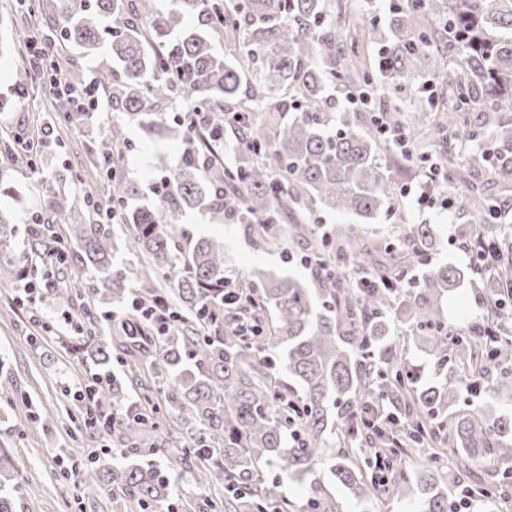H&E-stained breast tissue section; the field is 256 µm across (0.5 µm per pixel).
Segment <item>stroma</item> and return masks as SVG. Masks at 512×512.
Segmentation results:
<instances>
[{
  "instance_id": "1",
  "label": "stroma",
  "mask_w": 512,
  "mask_h": 512,
  "mask_svg": "<svg viewBox=\"0 0 512 512\" xmlns=\"http://www.w3.org/2000/svg\"><path fill=\"white\" fill-rule=\"evenodd\" d=\"M14 0H0V128L30 133L45 119L37 107L47 100L45 85L29 86L18 94L15 74L24 64L19 45L29 34L33 19L16 14ZM176 113H168V131L164 136H147L136 125L128 126L130 142L120 158V172L135 183L143 203L154 202L150 187L180 162L183 153L182 128ZM104 132L99 122L63 130L45 147H33L30 157L38 169L52 175L82 172L89 160L88 152L99 149ZM384 175L396 187L390 204L397 208L406 224H429L438 240L425 263L405 267L404 277L415 280L428 269L452 265L461 272L453 297V305L466 309L472 320L482 321L489 315L490 305L483 288L468 273L471 254L472 226L461 203L465 187L451 182L448 195L452 208L441 205H417L413 196L402 195L404 186L426 183V173L408 178L389 160H381ZM183 228L196 237L223 239L226 253V276L237 281L243 272L263 268L277 274H289L310 283L316 277L314 267L299 263L306 254L304 244L287 241L285 249L265 250L257 247L252 235L241 224L213 223L205 211L187 210L181 217ZM325 224L351 225L355 235L378 247L387 256L394 241V229L388 220L375 224L361 223L348 213L328 214ZM296 253L295 261H286V252ZM9 264L0 265V446L7 448L19 470L20 484H32L36 494L19 493L17 512H125L123 495L117 488L92 494L83 490L82 469L96 443L84 432L83 404L77 396L80 384L90 366L83 359L70 334L55 326V314L42 302L21 301L15 289L3 287L9 275ZM428 459L426 455L409 454L398 468L404 474V492L399 498L368 496L355 499L343 485L326 472L318 474V493L336 499L341 512H413L417 495L412 480ZM160 469L170 473L176 483L170 508L158 512H209L206 494L193 479L192 459L157 458Z\"/></svg>"
}]
</instances>
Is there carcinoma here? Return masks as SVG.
<instances>
[{"label": "carcinoma", "instance_id": "obj_1", "mask_svg": "<svg viewBox=\"0 0 512 512\" xmlns=\"http://www.w3.org/2000/svg\"><path fill=\"white\" fill-rule=\"evenodd\" d=\"M30 7L54 18L58 37L50 52L16 73V85L25 90L60 79L68 98L51 105L60 126L87 117L71 111L87 83L84 70L58 63L73 51L88 58L99 99L112 108L103 122L109 144L123 145L131 124L162 133L165 109L175 103L207 118L205 130L185 133L169 191L154 204L136 203L138 190L113 174L107 149L92 170L76 176L86 187L82 199L61 190V175L41 182L42 205L53 218L63 222L79 205L85 216L64 236L50 221L30 228L37 258L70 260L94 282L82 291L64 285L40 294L50 304L78 300L82 312L95 313V329L84 330L79 320L71 327L93 364L84 380L85 430L112 434V447L86 467L85 491L117 485L143 509L169 502L174 486L152 461L168 452L160 429L165 413L191 418L202 430L196 446L181 452L197 459L198 483L226 480L213 512L286 505L281 481L263 475L270 466L312 489L323 468L355 498L365 497L374 491L364 475L370 453L349 451L365 436L374 448L395 444L397 434L415 448H448L457 470L468 474L487 461L494 465L487 485L509 492L512 412L496 413L492 393L478 407L466 403L448 375L477 378L485 364L512 360V305L500 303L489 329L471 334L466 317L448 318L457 269L434 268L413 287L395 288L383 279L398 274L394 263L373 255L347 224L317 236L315 220L321 210L365 221L395 218L386 206L392 188L378 165L387 139L376 121L361 128L336 108L337 87L383 103H412L405 113L384 109L389 125L404 129L420 150L408 166L429 162L430 139H451L467 145V156L448 150L435 168H485L494 184L512 187V133L500 134L505 114H512V0H394L369 60L355 39L357 13L332 0H171L163 12L156 0H30ZM188 16L198 25H186ZM226 40L238 45L229 56ZM445 47L454 61L440 54ZM425 58L433 59L432 78L445 93L422 102L418 64ZM246 75L253 80L251 116L226 124L224 113L235 111ZM285 112L294 116L282 121ZM227 128L234 129L239 151L230 166L223 153ZM226 183L239 193L227 196ZM294 207L308 221L291 225V236L309 238L323 276L307 288L289 276L250 270L232 287V299L259 308L263 327L252 336L221 334L224 243L186 239L182 212L204 208L217 224H246L261 245L279 249V222ZM466 208L475 237L493 243L494 277L486 279L479 263L472 272L490 285L486 294L495 301L499 289L512 292V230L492 225L501 209L493 195H473ZM120 244L140 259L133 280ZM434 244L431 225H398L394 248L406 261H422ZM16 265L12 287H35L37 267L26 257ZM159 301L171 317L132 329V303ZM401 316L411 332L407 344L389 336L391 321ZM414 352L429 358L438 379L420 382L409 359ZM114 360L130 370L112 372ZM282 371L300 387L299 400L280 392ZM143 375L151 385L131 404L127 383ZM331 440L343 450L327 453ZM11 468L8 450L0 448V512H15L19 486ZM444 469V457L430 459L415 512H451L453 497L436 480ZM307 509L338 512V505L317 496Z\"/></svg>", "mask_w": 512, "mask_h": 512}]
</instances>
